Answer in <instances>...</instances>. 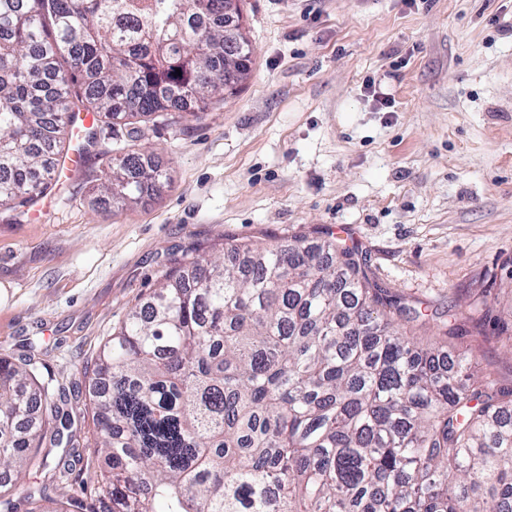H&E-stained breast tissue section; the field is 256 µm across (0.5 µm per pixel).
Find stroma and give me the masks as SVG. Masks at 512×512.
<instances>
[{
    "label": "stroma",
    "mask_w": 512,
    "mask_h": 512,
    "mask_svg": "<svg viewBox=\"0 0 512 512\" xmlns=\"http://www.w3.org/2000/svg\"><path fill=\"white\" fill-rule=\"evenodd\" d=\"M252 70L199 117L97 131L68 191L0 213V353L29 355L91 426L85 371L175 259L224 239L325 235L357 248L371 282L421 308L399 332L457 327L480 372L512 385V354L468 319L484 296L512 322V0H243ZM391 102L383 108L368 93ZM375 91V92H376ZM166 173L108 205L97 189L126 149Z\"/></svg>",
    "instance_id": "stroma-1"
}]
</instances>
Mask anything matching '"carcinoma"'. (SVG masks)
Masks as SVG:
<instances>
[{
  "instance_id": "obj_1",
  "label": "carcinoma",
  "mask_w": 512,
  "mask_h": 512,
  "mask_svg": "<svg viewBox=\"0 0 512 512\" xmlns=\"http://www.w3.org/2000/svg\"><path fill=\"white\" fill-rule=\"evenodd\" d=\"M252 54L224 0H0V209L47 190L67 113L195 115ZM165 177L128 151L101 191L137 203ZM421 316L331 238L187 257L99 352L79 495L25 486L65 489L71 418L54 376L0 353V475L19 490L0 512H512V387L473 379L454 328L446 367L398 334Z\"/></svg>"
}]
</instances>
